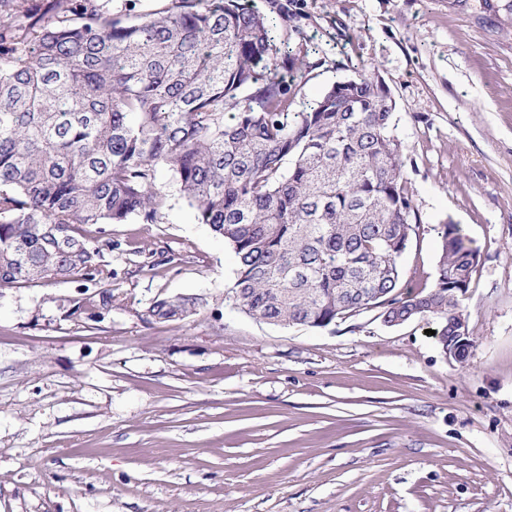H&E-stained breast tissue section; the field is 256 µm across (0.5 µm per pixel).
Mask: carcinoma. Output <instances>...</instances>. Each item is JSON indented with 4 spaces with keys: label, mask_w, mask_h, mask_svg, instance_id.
Wrapping results in <instances>:
<instances>
[{
    "label": "carcinoma",
    "mask_w": 512,
    "mask_h": 512,
    "mask_svg": "<svg viewBox=\"0 0 512 512\" xmlns=\"http://www.w3.org/2000/svg\"><path fill=\"white\" fill-rule=\"evenodd\" d=\"M108 0H0V288L91 282L81 307L112 310L119 250L107 227L156 224L169 173L237 258L234 305L284 327L326 328L364 310L387 327L435 322L459 349L457 314L479 251L434 227L437 278L403 292L399 260L423 224L393 135L389 90L366 69L295 109L308 45L239 0H171L132 20ZM158 274L183 256L136 246ZM155 300L146 320L194 314Z\"/></svg>",
    "instance_id": "carcinoma-1"
}]
</instances>
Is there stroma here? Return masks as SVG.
I'll return each mask as SVG.
<instances>
[{"instance_id": "1", "label": "stroma", "mask_w": 512, "mask_h": 512, "mask_svg": "<svg viewBox=\"0 0 512 512\" xmlns=\"http://www.w3.org/2000/svg\"><path fill=\"white\" fill-rule=\"evenodd\" d=\"M249 2L315 46L299 101L358 66L388 87L423 220L401 281L433 285L434 228L460 224L470 356L424 320L249 317L233 252L162 171V223L112 237L180 264L113 252L101 320L75 282L0 289V512H512V0ZM175 295L195 314L146 322Z\"/></svg>"}]
</instances>
